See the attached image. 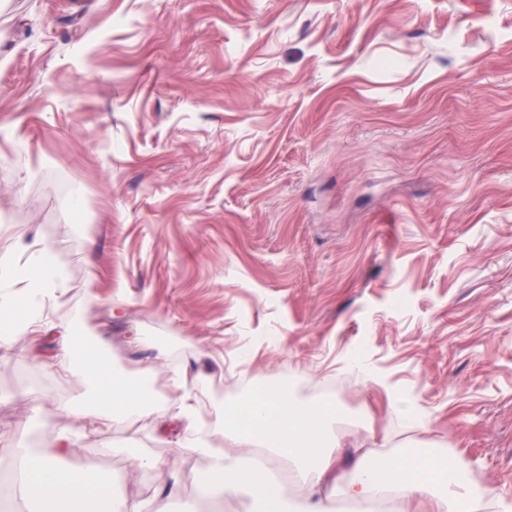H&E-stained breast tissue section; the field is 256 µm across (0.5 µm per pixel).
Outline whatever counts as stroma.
<instances>
[{
    "mask_svg": "<svg viewBox=\"0 0 512 512\" xmlns=\"http://www.w3.org/2000/svg\"><path fill=\"white\" fill-rule=\"evenodd\" d=\"M5 252L159 396L203 349L191 422L82 439L121 492L163 478L131 448L198 474L175 441L216 408L338 380V440L447 453L512 508V0H0ZM57 350L0 361V476L77 386Z\"/></svg>",
    "mask_w": 512,
    "mask_h": 512,
    "instance_id": "obj_1",
    "label": "stroma"
}]
</instances>
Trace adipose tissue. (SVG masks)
<instances>
[{"instance_id":"ef3b65f1","label":"adipose tissue","mask_w":512,"mask_h":512,"mask_svg":"<svg viewBox=\"0 0 512 512\" xmlns=\"http://www.w3.org/2000/svg\"><path fill=\"white\" fill-rule=\"evenodd\" d=\"M60 273L47 262L30 267L0 255V349L19 340L38 343L47 331L44 307L55 298ZM60 345L55 371L79 377L73 399L58 408L52 441L37 450L18 447L20 476L14 498L19 512H197L180 500L182 476L148 454H137L142 470H163L166 480L150 500L119 493L118 479L84 461L78 440L86 430H105L115 422L140 420L166 408L173 418L191 419L194 394L188 367L170 378V395L159 402L149 383L112 369L100 347L70 327L57 328ZM332 402L303 404L277 389L257 388L246 399L217 408L211 436L183 437L178 445L203 457L199 476L206 497H245L244 512H336L340 502L371 503L390 496L426 505L428 512H468L473 493L460 465L419 448L379 457L368 465L364 446L350 448L338 465L339 442Z\"/></svg>"}]
</instances>
